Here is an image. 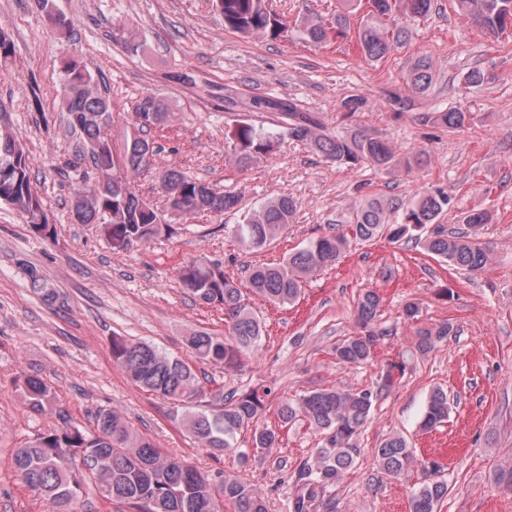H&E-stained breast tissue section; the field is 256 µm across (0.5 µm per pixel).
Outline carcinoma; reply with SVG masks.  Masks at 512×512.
<instances>
[{"label":"carcinoma","instance_id":"1","mask_svg":"<svg viewBox=\"0 0 512 512\" xmlns=\"http://www.w3.org/2000/svg\"><path fill=\"white\" fill-rule=\"evenodd\" d=\"M212 2L228 29L274 40L289 37L288 23L268 8L267 0ZM454 2L457 11L486 34L498 35L512 27V0ZM362 3L363 0H338L330 25L320 20L306 21L301 29L303 39L318 45L328 40L330 30L338 38L347 35ZM366 3L369 10L358 22V48L362 57L371 61L385 57L401 44L408 22L427 17L432 8V0ZM13 52L8 30L0 27V68L11 61ZM496 78L495 71L477 68L467 74L465 82L470 87H481ZM432 80L431 61L417 59L410 70L412 86L425 91ZM61 86L72 128L82 140L83 154L98 171L94 183L85 179L74 190V220L78 224L101 225L112 250L120 252L134 243L146 244L170 236L174 233L170 215L225 212L238 206V196L223 193L176 168L156 172L158 187L166 198V211L149 204L138 194L131 178L152 169L156 147L147 132L152 126L167 122V101L153 93L138 100L135 123L127 132L121 152L116 154L108 138L112 104L98 89L91 67L79 59H64ZM255 107L285 116L288 135L293 140L333 162L351 167H400L408 173L423 163L425 152L399 156L387 142L365 131L334 135L314 113L303 111L289 100H260ZM467 117L468 113L460 109H450L432 112L426 120L454 132L465 127ZM277 143V133L241 122L232 133L233 163L238 168L257 163ZM0 202L21 212L34 233L45 237L53 234L50 212L32 182L25 143L6 123L0 124ZM447 205L448 195L441 190L417 194L404 209L394 200L366 199L352 208L348 231L332 230L310 239L277 263L251 268L244 284L226 275L218 261L181 265L178 278L183 288L199 303L224 309L226 316L224 335L195 330L187 336L189 352L201 363L222 364L226 370L241 366L259 349L263 335L262 322L245 302L243 289L275 307L294 305L301 299L308 279L339 264L353 239L366 242L385 237L392 243L412 242L454 269L483 272L490 252L481 237L487 214L468 213L463 219L468 231L450 233L438 223ZM399 209L403 210L401 221L390 223V215ZM295 211L292 198L276 197L253 211L246 223L236 225L235 238L247 251L261 250L287 234ZM27 272L34 291L54 300V289L36 270L29 268ZM381 303L380 294L373 288L358 294L359 332L333 344L331 353L337 364L357 366L373 357L376 345L387 335L378 327ZM451 332L452 325L447 322L417 327L410 356L390 363L374 388L319 387L278 406L282 426L304 427L320 436L318 448L291 472L288 512H338L336 487L364 453L358 437L371 419L374 404L397 384L396 378L405 374L410 360L434 351ZM109 349L113 363L135 387L174 405L172 420L203 447L235 451L239 448L238 435L248 430L252 431L254 447L277 446L279 432L258 424L266 410L258 391L233 392L214 403L205 399V390L188 362L126 336L111 337ZM17 387L32 411L44 413L51 408L54 392L41 379L24 376L18 379ZM448 415V393L436 387L429 394L420 428L434 430L448 421ZM372 455L377 471L393 479L418 467L414 449L397 434L381 441L372 449ZM12 463L19 480L47 498L53 512H84L90 491L102 489L108 491V501L116 506V512H224L227 503L234 512H267L257 485L230 475L221 482L215 481L159 447L114 409L99 410L91 430L65 422L56 429L34 434L14 452ZM423 471L421 482L412 491L410 512H437L448 495V483L438 477L440 469L434 461L423 466Z\"/></svg>","mask_w":512,"mask_h":512}]
</instances>
